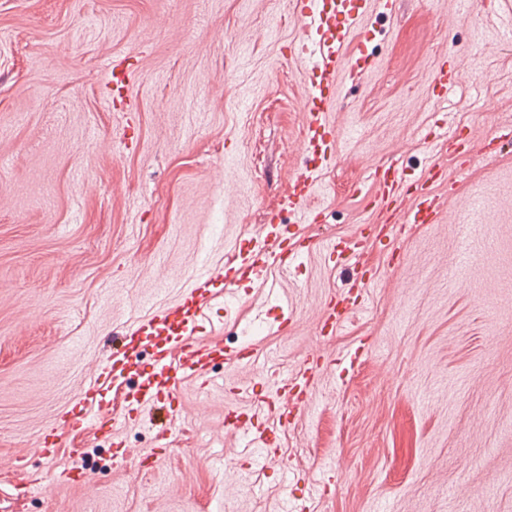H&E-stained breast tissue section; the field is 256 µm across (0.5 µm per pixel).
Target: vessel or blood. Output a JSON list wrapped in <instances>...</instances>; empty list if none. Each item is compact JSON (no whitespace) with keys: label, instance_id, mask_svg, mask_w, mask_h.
Instances as JSON below:
<instances>
[{"label":"vessel or blood","instance_id":"b4317fda","mask_svg":"<svg viewBox=\"0 0 512 512\" xmlns=\"http://www.w3.org/2000/svg\"><path fill=\"white\" fill-rule=\"evenodd\" d=\"M373 11L372 0H294V17L304 35L299 49L311 61V70L316 75L303 105L307 127V136L300 148L303 157L320 153L324 145L333 143L341 135L340 130L327 120L326 114L335 109L340 99L343 72L349 70L360 75L375 66L373 57L366 54L361 43L355 42L353 37L354 30ZM456 83L454 68L444 66L437 70L431 86L437 99L444 102ZM295 181L300 188L298 198L279 202L263 226V241L233 254L234 262L249 269H263L269 256L274 255L279 259L275 267L279 276H287L292 270L300 251L288 240L283 214L298 212L308 224L319 222L321 218L320 211L310 203L313 187L305 171H298ZM372 181L378 189L380 207L394 216L393 227L438 222L442 209L437 187L448 181L442 166H428L418 177L411 179L404 168L386 162L375 166ZM223 283V267L201 269L175 306L134 321L128 343L113 349L107 356L103 373L84 387L63 426L46 432L38 448L39 455L54 460L67 430L98 417L102 388L107 382L120 380L127 385V406L122 419L100 417L102 424L113 431L120 423L142 420L145 409L155 402H165L171 412H178L183 383H210V370L223 360L224 346L214 340L196 341L195 336L206 319L205 302L213 288ZM366 288L363 273H356L341 294L347 303L344 314H337L332 303L322 308V335H333L344 315L360 309ZM320 363L321 356L314 351L307 358L306 370L288 378L267 380L265 405L271 408L285 402L296 407L307 406L311 399V371ZM287 422V416L283 415L266 431H251L238 421L232 428L239 432L245 447L256 448L262 456L268 457L273 455L272 444Z\"/></svg>","mask_w":512,"mask_h":512}]
</instances>
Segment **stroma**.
Masks as SVG:
<instances>
[{
  "mask_svg": "<svg viewBox=\"0 0 512 512\" xmlns=\"http://www.w3.org/2000/svg\"><path fill=\"white\" fill-rule=\"evenodd\" d=\"M388 2L358 34L377 68L328 115L342 136L311 198L323 220L284 216L307 257L275 286L231 282L207 305L203 337L230 356L267 322L253 362L184 383L165 447L163 411L125 425L131 455L161 450L140 470L114 461L94 420L55 463L33 448L115 332L249 246L287 195L310 91L287 51L291 0H0V512H283L289 497L297 512H512V147L462 170L427 137L445 120L476 142L512 126L498 21L512 0ZM445 57L460 76L442 104L430 84ZM123 58L128 112L105 96ZM385 161L412 177L442 165L453 194L440 223L369 240L365 306L320 341V307L349 278L332 247L376 223L369 167ZM475 208L465 247L458 225ZM282 298L296 320L279 333ZM319 346L308 407L258 465L225 411L262 410L253 385L302 370ZM20 459L41 485L25 497ZM74 466L93 484L53 481Z\"/></svg>",
  "mask_w": 512,
  "mask_h": 512,
  "instance_id": "35a3bbf8",
  "label": "stroma"
}]
</instances>
